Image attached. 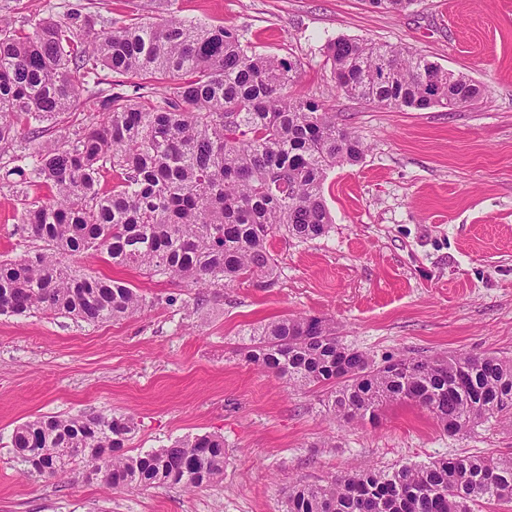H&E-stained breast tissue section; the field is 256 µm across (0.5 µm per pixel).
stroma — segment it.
I'll return each instance as SVG.
<instances>
[{
  "mask_svg": "<svg viewBox=\"0 0 512 512\" xmlns=\"http://www.w3.org/2000/svg\"><path fill=\"white\" fill-rule=\"evenodd\" d=\"M11 19H64L76 5L123 21L236 29L245 45L297 61L295 93L328 96L326 45L344 36L403 45L485 89L455 112L384 108L336 95L340 119L366 144L331 170L326 237L270 241L273 278L203 292L180 280L80 255L146 299L135 317L87 324L61 315L0 316V512H283L294 484L347 470H385L461 452L512 453V423L448 436L412 404L374 426L330 419L324 389H297L248 362L251 333L284 315L334 319L344 341L388 354L493 352L512 359V0H420L401 14L363 0H7ZM13 187L0 184V260L34 246ZM114 412L145 452L195 434L224 438L223 480L106 491L74 472L34 480L11 445L44 415Z\"/></svg>",
  "mask_w": 512,
  "mask_h": 512,
  "instance_id": "1",
  "label": "stroma"
}]
</instances>
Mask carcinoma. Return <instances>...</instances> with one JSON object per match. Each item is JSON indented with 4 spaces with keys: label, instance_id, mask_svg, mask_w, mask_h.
I'll return each mask as SVG.
<instances>
[{
    "label": "carcinoma",
    "instance_id": "cac0c4a2",
    "mask_svg": "<svg viewBox=\"0 0 512 512\" xmlns=\"http://www.w3.org/2000/svg\"><path fill=\"white\" fill-rule=\"evenodd\" d=\"M402 13L418 0H365ZM342 94L424 111L473 105L482 88L401 45L339 37L326 46ZM115 80L92 105L84 85L99 70ZM298 64L242 44L224 25L114 22L85 7L64 21L36 13L20 25L0 16V182L31 172L47 200L21 202L22 230L43 242L0 261V315H67L86 323L133 317L145 299L120 279L93 276L74 257L95 251L112 264L228 288L276 267L270 240L329 232L328 171L354 165L366 146L334 105L292 88ZM99 112L47 137L44 123ZM27 133L19 137V127ZM117 176L101 190L107 171ZM248 360L305 389L329 387L331 415L375 423L392 403L424 408L450 436L491 419L512 421V362L491 353L390 354L376 363L345 344L336 321L291 316L253 332ZM135 423L123 414L38 417L13 435L26 474L65 476L84 464L105 488L191 490L224 475V438L197 435L138 455L125 451ZM512 504V456L460 454L389 470L344 471L295 485L286 512H483Z\"/></svg>",
    "mask_w": 512,
    "mask_h": 512
}]
</instances>
